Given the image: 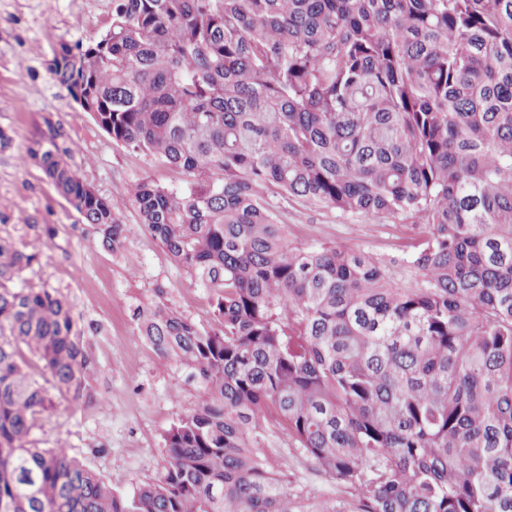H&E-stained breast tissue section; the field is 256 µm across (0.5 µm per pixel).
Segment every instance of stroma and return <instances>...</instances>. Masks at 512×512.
Masks as SVG:
<instances>
[{
    "mask_svg": "<svg viewBox=\"0 0 512 512\" xmlns=\"http://www.w3.org/2000/svg\"><path fill=\"white\" fill-rule=\"evenodd\" d=\"M111 22L112 0H0V128L13 138L12 150L0 154V213L22 247L33 241L27 224L54 225L56 234L42 238L40 259L27 282L67 297L95 355L92 399L74 408L55 397V412L33 438L42 447H65L84 467L128 491L158 476L166 456L165 432L204 398L184 367L145 340L135 309L163 304L205 328L215 322L210 291L172 262L140 223L130 194L140 180L172 188L181 185L182 175L114 142L47 69L61 45L88 43ZM48 118L64 126L82 179L119 203L126 228L120 253L103 246L94 226L56 193L37 165L22 162L27 143ZM273 203L294 244L343 242L388 263L395 281L414 278L401 258L417 237L416 227L389 218L343 217L297 200L277 197ZM260 433L253 452L287 481L291 495L313 501L346 498L345 486L292 447L275 420L265 421Z\"/></svg>",
    "mask_w": 512,
    "mask_h": 512,
    "instance_id": "1",
    "label": "stroma"
}]
</instances>
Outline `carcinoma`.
Returning a JSON list of instances; mask_svg holds the SVG:
<instances>
[{
	"label": "carcinoma",
	"mask_w": 512,
	"mask_h": 512,
	"mask_svg": "<svg viewBox=\"0 0 512 512\" xmlns=\"http://www.w3.org/2000/svg\"><path fill=\"white\" fill-rule=\"evenodd\" d=\"M48 69L113 141L186 175L132 197L220 329L137 313L206 399L164 434L162 474L116 491L32 439L47 386L91 392L93 356L0 213V512H512V0H112ZM45 126L26 159L121 250L118 205ZM275 194L423 225L402 258L419 279L293 245ZM270 415L349 500L264 468Z\"/></svg>",
	"instance_id": "1"
}]
</instances>
